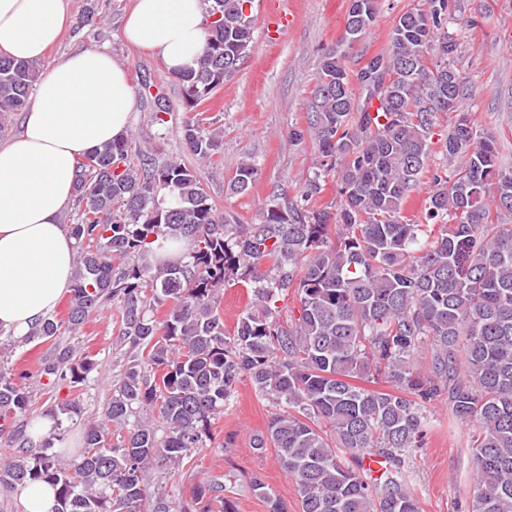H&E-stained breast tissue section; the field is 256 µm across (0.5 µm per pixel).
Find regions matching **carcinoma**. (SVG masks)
<instances>
[{
  "label": "carcinoma",
  "instance_id": "1",
  "mask_svg": "<svg viewBox=\"0 0 512 512\" xmlns=\"http://www.w3.org/2000/svg\"><path fill=\"white\" fill-rule=\"evenodd\" d=\"M250 2L209 5L203 54L175 75L186 111L247 56ZM376 9V0H350L344 34L322 56L307 126L291 131L314 144L316 170L296 198L271 196L256 223H231L196 169L128 137L78 163L69 308L41 318L25 341L52 342L38 370L44 389L81 387L100 364L57 337L115 304L124 371L104 421L84 428L79 458L67 460L55 444L81 416L79 403H57L51 429L34 438L16 425L30 407L27 374L0 368V433L18 448L0 465L1 493L46 483L54 512H236L219 485L202 482L190 503L171 506L152 496L148 477L194 464L248 380L279 406L253 448H275L301 512H420L407 458L422 445L428 404L443 396L473 431L471 512H512V166L501 165L496 138L465 106L459 44L448 33L453 0L403 13L387 48L353 70L348 50ZM40 77L38 63L0 57V138ZM450 112L452 126L433 140ZM183 139L202 160L219 142L196 115ZM437 144L452 168L428 169ZM427 173L423 219L409 218L405 207ZM257 177L256 165L242 162L231 192L248 193ZM331 180L333 211L320 205ZM174 243L187 246L183 259L163 260ZM238 284L252 288L255 305L229 333L219 295ZM289 294L296 313L283 324L277 302ZM372 455L384 471L363 476ZM252 487L268 512H287L261 479Z\"/></svg>",
  "mask_w": 512,
  "mask_h": 512
}]
</instances>
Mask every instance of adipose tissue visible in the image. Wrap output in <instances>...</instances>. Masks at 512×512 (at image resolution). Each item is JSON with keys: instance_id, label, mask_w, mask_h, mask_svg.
I'll use <instances>...</instances> for the list:
<instances>
[{"instance_id": "obj_1", "label": "adipose tissue", "mask_w": 512, "mask_h": 512, "mask_svg": "<svg viewBox=\"0 0 512 512\" xmlns=\"http://www.w3.org/2000/svg\"><path fill=\"white\" fill-rule=\"evenodd\" d=\"M207 20L204 0H133L123 34L172 74L201 56ZM70 22L65 0H0V54L41 61ZM132 112L126 67L89 48L41 77L18 132L0 141V329L14 337L69 294L75 241L61 217L78 159L127 136Z\"/></svg>"}]
</instances>
